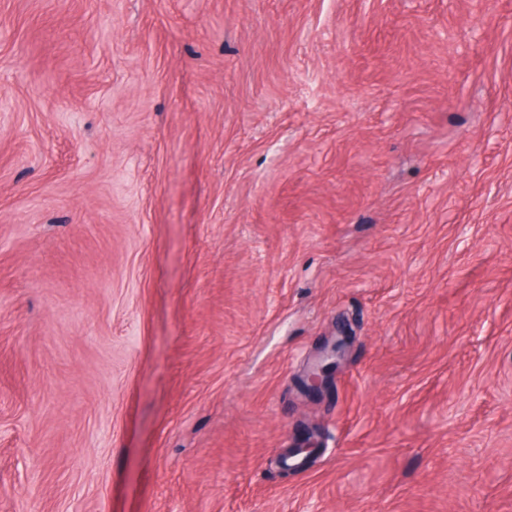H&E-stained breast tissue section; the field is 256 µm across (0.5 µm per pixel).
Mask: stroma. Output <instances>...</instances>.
Here are the masks:
<instances>
[{
  "label": "stroma",
  "instance_id": "obj_1",
  "mask_svg": "<svg viewBox=\"0 0 512 512\" xmlns=\"http://www.w3.org/2000/svg\"><path fill=\"white\" fill-rule=\"evenodd\" d=\"M0 512H512V0H0ZM344 350V342L342 339L334 340L327 344L313 367L307 373L306 379L303 381L304 386L313 391L322 390L328 383L331 370L336 364V360L341 357Z\"/></svg>",
  "mask_w": 512,
  "mask_h": 512
}]
</instances>
